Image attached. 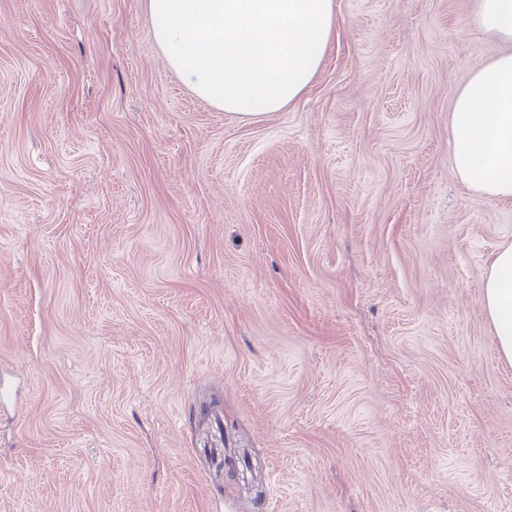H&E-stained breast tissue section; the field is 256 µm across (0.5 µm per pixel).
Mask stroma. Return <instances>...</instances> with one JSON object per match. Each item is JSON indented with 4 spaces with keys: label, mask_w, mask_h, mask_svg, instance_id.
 Wrapping results in <instances>:
<instances>
[{
    "label": "stroma",
    "mask_w": 512,
    "mask_h": 512,
    "mask_svg": "<svg viewBox=\"0 0 512 512\" xmlns=\"http://www.w3.org/2000/svg\"><path fill=\"white\" fill-rule=\"evenodd\" d=\"M335 3L250 122L144 0H0V512H512V200L450 151L506 46L473 0ZM483 302L502 358L512 364V243L496 252L483 285Z\"/></svg>",
    "instance_id": "35a3bbf8"
}]
</instances>
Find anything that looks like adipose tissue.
<instances>
[{"label":"adipose tissue","mask_w":512,"mask_h":512,"mask_svg":"<svg viewBox=\"0 0 512 512\" xmlns=\"http://www.w3.org/2000/svg\"><path fill=\"white\" fill-rule=\"evenodd\" d=\"M168 66L200 99L252 121L299 98L319 69L334 0H146ZM471 22L512 44V0H474ZM458 174L493 200L512 199V51L476 69L451 115ZM483 302L512 364V243L496 252Z\"/></svg>","instance_id":"adipose-tissue-1"}]
</instances>
